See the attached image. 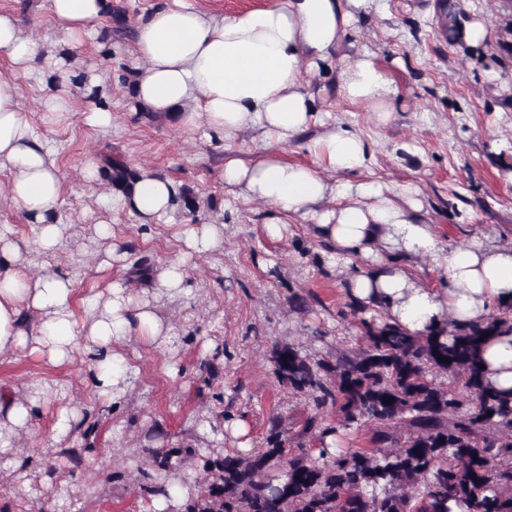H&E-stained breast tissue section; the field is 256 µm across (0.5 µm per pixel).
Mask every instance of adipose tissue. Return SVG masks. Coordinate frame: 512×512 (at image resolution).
<instances>
[{
	"label": "adipose tissue",
	"instance_id": "1",
	"mask_svg": "<svg viewBox=\"0 0 512 512\" xmlns=\"http://www.w3.org/2000/svg\"><path fill=\"white\" fill-rule=\"evenodd\" d=\"M57 38L83 46L95 23L105 18L109 0H48ZM371 0H278L271 7L233 15L209 12L189 0H159L133 35L134 91L144 110L175 119L186 129L203 128L209 140L229 143L251 133L281 146L304 140L310 164L277 155L245 165L224 163V183L239 197L270 204L266 225L282 237L287 218L309 223L333 256L360 255L370 267L350 274L352 295L362 304L413 332L447 320L469 323L512 305V244L473 238L452 251L438 244L412 186L393 190L365 178L374 148L361 133L325 122L309 91L310 75L339 61L337 96L356 107L394 110L391 80L367 55L341 54L349 29L367 14ZM0 49L11 64L28 72L41 54L40 39L17 19L0 14ZM322 132L305 134L313 126ZM0 170L8 171L6 196L36 225L33 244L22 246L0 228V357L30 349L54 365L70 356L75 336L103 372L99 393L120 404L125 381L106 374L126 360L125 345L138 338L156 349L174 334L158 311L159 297L186 295L185 272L173 264L148 275V290L135 293L113 283L104 303H96L85 324L73 318L71 274L38 268L37 256L56 250L66 227L55 213L63 178L47 144L35 136L14 79L0 73ZM171 180L141 171L134 186L113 193L110 205L135 215L142 224H168L178 208ZM430 259L444 288L424 287L407 276L403 262ZM39 326H32L31 315ZM489 381L512 389V338H491L483 350ZM43 391L0 392V439L27 427Z\"/></svg>",
	"mask_w": 512,
	"mask_h": 512
}]
</instances>
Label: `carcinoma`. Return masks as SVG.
I'll return each mask as SVG.
<instances>
[{
  "label": "carcinoma",
  "instance_id": "obj_1",
  "mask_svg": "<svg viewBox=\"0 0 512 512\" xmlns=\"http://www.w3.org/2000/svg\"><path fill=\"white\" fill-rule=\"evenodd\" d=\"M442 9L448 44L465 45L454 0ZM72 82L109 107L87 75ZM103 162L112 188L136 181L138 173L112 156ZM347 307L365 342L357 351L334 359H311L289 345L274 351L279 382L314 408L298 433L272 414L258 451L151 448L145 491H166L169 472L187 462L203 481L182 512H450V502L469 512H512V389L494 387L480 368L486 338L512 335V306L425 333L368 316L352 297ZM326 408L336 410V425L325 422ZM351 425L367 427V447L332 453L322 446L317 457L308 447Z\"/></svg>",
  "mask_w": 512,
  "mask_h": 512
}]
</instances>
